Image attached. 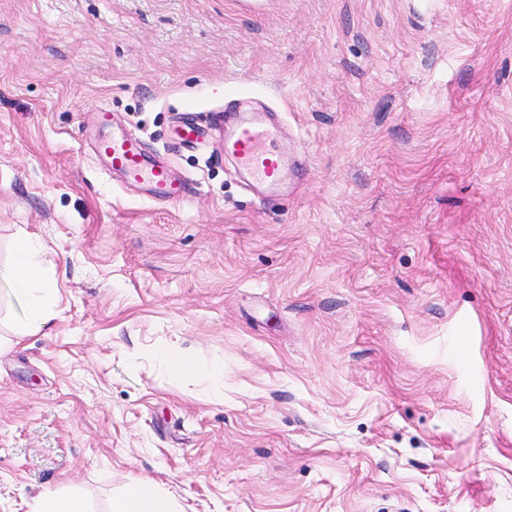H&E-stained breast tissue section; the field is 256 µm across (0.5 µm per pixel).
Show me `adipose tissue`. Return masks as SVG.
<instances>
[{
  "label": "adipose tissue",
  "mask_w": 512,
  "mask_h": 512,
  "mask_svg": "<svg viewBox=\"0 0 512 512\" xmlns=\"http://www.w3.org/2000/svg\"><path fill=\"white\" fill-rule=\"evenodd\" d=\"M41 251L32 235L18 230L11 262L0 270V282L8 285L22 308L23 317L15 326L16 333L22 335L37 333L55 315L58 290L43 273ZM111 512H180V506L171 493L134 477L113 497Z\"/></svg>",
  "instance_id": "adipose-tissue-1"
}]
</instances>
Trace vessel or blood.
<instances>
[{
	"mask_svg": "<svg viewBox=\"0 0 512 512\" xmlns=\"http://www.w3.org/2000/svg\"><path fill=\"white\" fill-rule=\"evenodd\" d=\"M272 136L254 124H240L231 139L225 140L224 152L235 158L253 181L277 185L282 170L279 154L270 147ZM100 155L108 159L113 169L121 171L127 182L145 187L150 198L170 202L183 200V183L171 178L167 166L146 154L141 141L128 135H115L97 145Z\"/></svg>",
	"mask_w": 512,
	"mask_h": 512,
	"instance_id": "1",
	"label": "vessel or blood"
}]
</instances>
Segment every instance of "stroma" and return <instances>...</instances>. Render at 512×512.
<instances>
[{
    "mask_svg": "<svg viewBox=\"0 0 512 512\" xmlns=\"http://www.w3.org/2000/svg\"><path fill=\"white\" fill-rule=\"evenodd\" d=\"M231 108L278 127L279 193ZM122 132L182 201L108 168ZM20 227L59 297L18 336L0 296V512L133 477L181 512H512V0H0V266ZM272 132L260 131L252 123H242L234 136L224 141V154L235 158L253 181L275 186L280 181V155L268 145ZM166 357L170 369L175 374L194 373L205 383L215 388H219L224 383L223 362H215L209 367L200 368L188 355L176 349L171 350Z\"/></svg>",
    "mask_w": 512,
    "mask_h": 512,
    "instance_id": "35a3bbf8",
    "label": "stroma"
}]
</instances>
